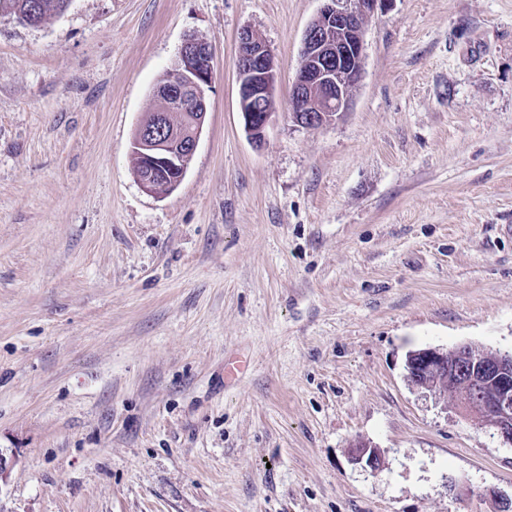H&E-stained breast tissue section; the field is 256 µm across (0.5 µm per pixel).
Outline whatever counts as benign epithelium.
I'll list each match as a JSON object with an SVG mask.
<instances>
[{
    "instance_id": "obj_1",
    "label": "benign epithelium",
    "mask_w": 512,
    "mask_h": 512,
    "mask_svg": "<svg viewBox=\"0 0 512 512\" xmlns=\"http://www.w3.org/2000/svg\"><path fill=\"white\" fill-rule=\"evenodd\" d=\"M322 6L304 31L300 63L292 83V121L306 129L332 124L348 108L364 60L366 20L389 0H321ZM238 106L254 144L265 142L273 112L265 102L274 98L277 82L273 55L257 33L244 29L236 51ZM214 77L212 45L188 38L179 64L158 92L186 101L190 129L159 136L155 128L136 125L130 150L139 153L142 173L137 177L146 193L164 198L175 191L190 167L207 115L206 91ZM405 378L414 388L441 399L451 396L460 413L478 426H491L512 444V353L461 344L452 348L428 346L409 352ZM351 461L377 475L385 468L383 451L358 437L349 447ZM484 498L497 512H512V497L492 489Z\"/></svg>"
}]
</instances>
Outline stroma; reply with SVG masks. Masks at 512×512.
Segmentation results:
<instances>
[{"label": "stroma", "mask_w": 512, "mask_h": 512, "mask_svg": "<svg viewBox=\"0 0 512 512\" xmlns=\"http://www.w3.org/2000/svg\"><path fill=\"white\" fill-rule=\"evenodd\" d=\"M320 7L0 17V512H490L484 490L512 494V445L404 371L427 346L512 352V0H390L348 109L306 129L288 100ZM245 28L277 70L259 147ZM190 35L214 49L206 124L157 199L129 145ZM358 437L379 475L350 462ZM235 66L239 112L250 139L261 146L274 114L265 102L274 98L277 73L268 45L250 29L239 34ZM351 461L360 468L377 475L385 468V456L383 451L370 441L358 437L349 447Z\"/></svg>", "instance_id": "obj_1"}]
</instances>
